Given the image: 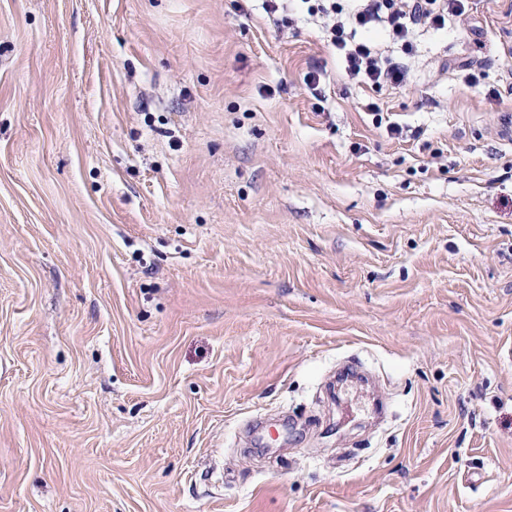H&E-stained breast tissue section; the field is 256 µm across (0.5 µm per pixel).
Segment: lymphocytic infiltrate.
Returning a JSON list of instances; mask_svg holds the SVG:
<instances>
[{
	"mask_svg": "<svg viewBox=\"0 0 512 512\" xmlns=\"http://www.w3.org/2000/svg\"><path fill=\"white\" fill-rule=\"evenodd\" d=\"M335 18L326 29L330 44L343 57L350 77L363 78L374 85L404 83L408 65L405 55L413 51L415 28L444 27L448 15H462V0H360L353 11L334 7ZM382 28L388 37L400 43L404 56L396 60L383 55L372 43L357 39L361 29Z\"/></svg>",
	"mask_w": 512,
	"mask_h": 512,
	"instance_id": "f902f5d3",
	"label": "lymphocytic infiltrate"
}]
</instances>
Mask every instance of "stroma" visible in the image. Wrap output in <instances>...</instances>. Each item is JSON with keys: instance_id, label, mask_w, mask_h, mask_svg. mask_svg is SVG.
I'll return each instance as SVG.
<instances>
[{"instance_id": "1", "label": "stroma", "mask_w": 512, "mask_h": 512, "mask_svg": "<svg viewBox=\"0 0 512 512\" xmlns=\"http://www.w3.org/2000/svg\"><path fill=\"white\" fill-rule=\"evenodd\" d=\"M416 38L0 0V512H512V0Z\"/></svg>"}]
</instances>
